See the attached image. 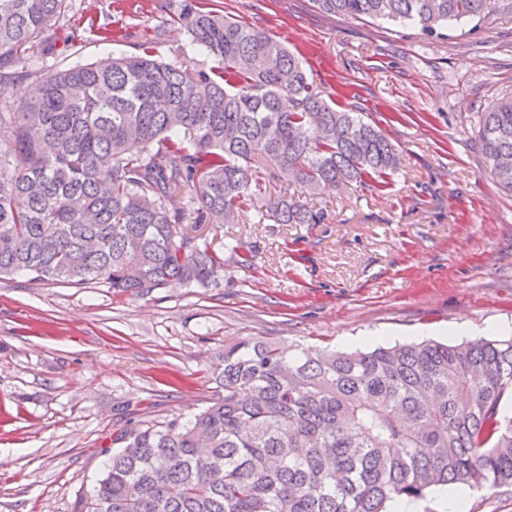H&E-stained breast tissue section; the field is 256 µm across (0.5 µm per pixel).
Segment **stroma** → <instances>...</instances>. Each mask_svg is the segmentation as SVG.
I'll list each match as a JSON object with an SVG mask.
<instances>
[{"label": "stroma", "instance_id": "obj_1", "mask_svg": "<svg viewBox=\"0 0 512 512\" xmlns=\"http://www.w3.org/2000/svg\"><path fill=\"white\" fill-rule=\"evenodd\" d=\"M179 0H68L35 67L108 55L193 66L215 58L178 21ZM274 34L337 108L403 152L385 184L328 190L325 224L198 228L244 241L216 287L119 296L18 276L0 282V512H72L121 431L188 420L222 398L224 347L243 337L371 350L424 340L501 339L512 326V194L485 170L477 123L512 92V17L445 39L410 25L320 12L312 0H195Z\"/></svg>", "mask_w": 512, "mask_h": 512}]
</instances>
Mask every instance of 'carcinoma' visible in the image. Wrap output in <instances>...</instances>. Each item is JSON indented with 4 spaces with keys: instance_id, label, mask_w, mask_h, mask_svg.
Returning <instances> with one entry per match:
<instances>
[{
    "instance_id": "carcinoma-1",
    "label": "carcinoma",
    "mask_w": 512,
    "mask_h": 512,
    "mask_svg": "<svg viewBox=\"0 0 512 512\" xmlns=\"http://www.w3.org/2000/svg\"><path fill=\"white\" fill-rule=\"evenodd\" d=\"M67 2L0 0V94L29 74ZM313 2L430 36L512 14V0ZM179 18L218 65L159 61L147 42L36 72L35 95L0 109L1 280L135 296L216 285L224 252L185 225L232 223L261 200L263 174L313 195L400 168L396 146L334 107L273 35L192 4ZM478 144L512 194V93L484 113ZM266 206L278 224L326 220L286 195ZM227 250L253 264L243 242ZM223 381L194 419L120 434L74 512H390L438 487L512 485V339L338 351L240 338L224 348Z\"/></svg>"
}]
</instances>
